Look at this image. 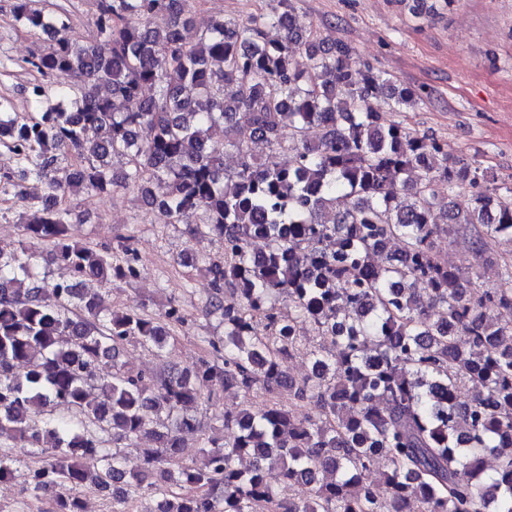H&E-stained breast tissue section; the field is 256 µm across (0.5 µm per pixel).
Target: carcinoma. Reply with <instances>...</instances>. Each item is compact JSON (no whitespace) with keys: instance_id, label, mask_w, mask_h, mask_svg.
I'll list each match as a JSON object with an SVG mask.
<instances>
[{"instance_id":"cac0c4a2","label":"carcinoma","mask_w":512,"mask_h":512,"mask_svg":"<svg viewBox=\"0 0 512 512\" xmlns=\"http://www.w3.org/2000/svg\"><path fill=\"white\" fill-rule=\"evenodd\" d=\"M274 2L247 21L219 16L188 41L197 0H97L87 42L67 14L15 0V20L51 41L25 61L44 77L31 103H57L24 118L0 101L13 159L0 183L18 173L45 185L25 239L0 251V481L20 464L12 449L26 447L22 493L50 495L53 512H83L86 485L112 489V512L145 497L151 512H512V288L472 287L512 282V251L489 259L512 244V185L448 161L437 140L393 118L421 91L352 68L349 45L324 46L296 26L294 0ZM55 72L72 84L53 87ZM257 141L288 163H260ZM465 186L471 206L450 209ZM130 189L168 223L224 243V261L204 266L206 309L224 322L222 364L203 357L163 377L125 367L127 344L165 356L182 308L150 316L76 288L139 276L134 254L117 264L76 237L78 196ZM441 232L470 233L475 261L448 264L434 245ZM41 244L73 279L50 293L34 263ZM299 321L320 341L292 379L281 362L302 342ZM210 384L286 389L316 412L297 417L274 400L227 411L199 458L172 470ZM468 385L476 393L464 398ZM104 434L146 439L140 469L103 448Z\"/></svg>"}]
</instances>
